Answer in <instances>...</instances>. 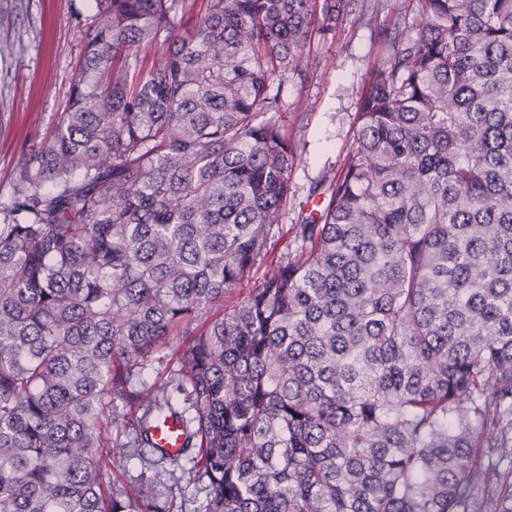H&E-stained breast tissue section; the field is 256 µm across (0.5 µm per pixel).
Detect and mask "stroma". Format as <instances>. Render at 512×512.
<instances>
[{"instance_id": "obj_1", "label": "stroma", "mask_w": 512, "mask_h": 512, "mask_svg": "<svg viewBox=\"0 0 512 512\" xmlns=\"http://www.w3.org/2000/svg\"><path fill=\"white\" fill-rule=\"evenodd\" d=\"M402 5L343 0L335 30L311 43L312 68L285 83L281 123L298 156L271 258L286 252L310 185L339 174L353 143L361 93L388 59L389 45L379 32ZM95 12V0H0V204L10 197L23 157L48 137L68 103Z\"/></svg>"}]
</instances>
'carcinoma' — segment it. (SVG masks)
Listing matches in <instances>:
<instances>
[{
    "instance_id": "cac0c4a2",
    "label": "carcinoma",
    "mask_w": 512,
    "mask_h": 512,
    "mask_svg": "<svg viewBox=\"0 0 512 512\" xmlns=\"http://www.w3.org/2000/svg\"><path fill=\"white\" fill-rule=\"evenodd\" d=\"M182 2L96 0L0 208V512H512L481 462L512 455V0H406L343 170L230 308L291 195L281 86L336 6L202 0L181 32ZM180 431L179 422L175 419H169L156 435L159 445L172 456L178 455L183 445L184 438Z\"/></svg>"
}]
</instances>
